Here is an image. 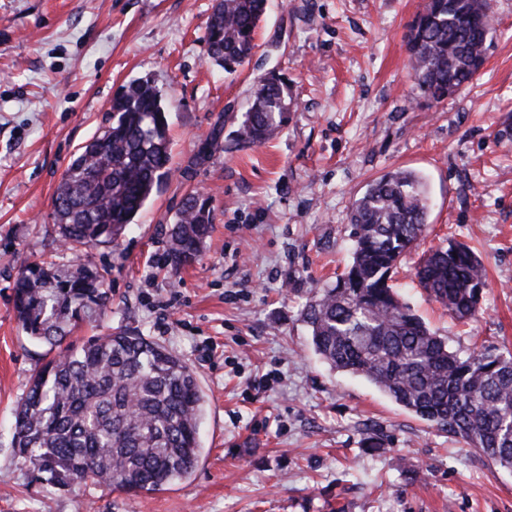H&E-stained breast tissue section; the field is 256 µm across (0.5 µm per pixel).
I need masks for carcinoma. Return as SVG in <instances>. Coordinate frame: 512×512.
I'll list each match as a JSON object with an SVG mask.
<instances>
[{
    "label": "carcinoma",
    "instance_id": "carcinoma-1",
    "mask_svg": "<svg viewBox=\"0 0 512 512\" xmlns=\"http://www.w3.org/2000/svg\"><path fill=\"white\" fill-rule=\"evenodd\" d=\"M269 0H217L204 38L207 58L233 74L255 54V31ZM487 0H424L408 34L420 93L441 101L476 81L493 40ZM288 95L276 75L261 79L236 130L264 143L283 123ZM112 122L85 143L59 183L54 211L60 240L113 242L170 174L163 94L149 78L124 86ZM430 199L422 180L390 171L354 200L352 261L303 313L315 352L334 370L364 378L398 405L466 440L491 463L512 469V355H464L401 302L391 273L426 230ZM206 198H184L169 230L167 262L194 263L209 233ZM421 288L468 322L480 309L485 268L466 244L450 241L420 259ZM110 296L89 265L33 263L16 280L14 303L26 336L53 350L76 324L103 317ZM203 395L194 370L175 352L117 329L69 345L32 377L15 414L19 460L59 488L74 483L152 493L188 476L198 455Z\"/></svg>",
    "mask_w": 512,
    "mask_h": 512
}]
</instances>
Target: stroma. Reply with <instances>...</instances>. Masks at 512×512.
Returning a JSON list of instances; mask_svg holds the SVG:
<instances>
[{
    "instance_id": "1",
    "label": "stroma",
    "mask_w": 512,
    "mask_h": 512,
    "mask_svg": "<svg viewBox=\"0 0 512 512\" xmlns=\"http://www.w3.org/2000/svg\"><path fill=\"white\" fill-rule=\"evenodd\" d=\"M487 3L479 80L435 103L408 66L423 0H270L259 49L233 75L204 52L215 0H0V512H512V470L332 370L301 319L351 259L353 201L403 168L430 211L393 274L401 299L453 349L512 352V0ZM271 74L291 110L265 144H238ZM145 76L168 107L171 174L117 242L66 248L54 192L115 94ZM196 191L213 231L175 270L168 230ZM451 240L487 272L466 325L415 279L424 252ZM42 260L105 276L107 314L71 340L139 332L196 372L201 453L187 478L143 495L61 490L17 458L15 411L47 348L22 332L13 286Z\"/></svg>"
}]
</instances>
